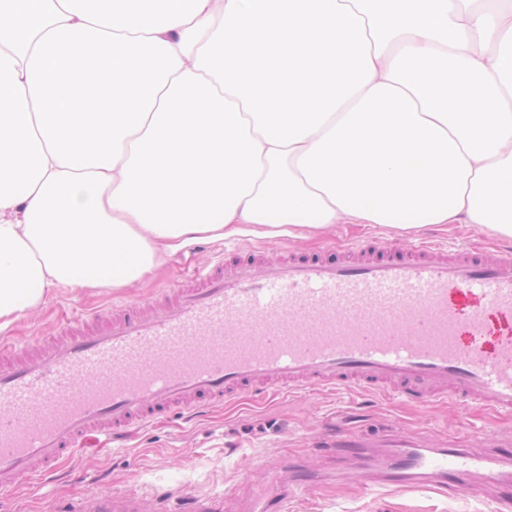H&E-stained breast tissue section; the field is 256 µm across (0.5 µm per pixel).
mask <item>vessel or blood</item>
Returning <instances> with one entry per match:
<instances>
[{
  "label": "vessel or blood",
  "instance_id": "b4317fda",
  "mask_svg": "<svg viewBox=\"0 0 512 512\" xmlns=\"http://www.w3.org/2000/svg\"><path fill=\"white\" fill-rule=\"evenodd\" d=\"M368 389L424 407L448 398L512 415V249L446 253L382 243L308 258L251 254L193 272L149 308L127 303L63 326L40 350L0 342V493L157 417L243 394ZM366 479L468 494L512 512V457L411 437L384 447L344 433ZM92 492L83 512H116ZM132 512L134 501L123 503Z\"/></svg>",
  "mask_w": 512,
  "mask_h": 512
}]
</instances>
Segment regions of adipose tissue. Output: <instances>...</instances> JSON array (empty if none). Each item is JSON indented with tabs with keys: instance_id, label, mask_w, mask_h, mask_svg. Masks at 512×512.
<instances>
[{
	"instance_id": "obj_1",
	"label": "adipose tissue",
	"mask_w": 512,
	"mask_h": 512,
	"mask_svg": "<svg viewBox=\"0 0 512 512\" xmlns=\"http://www.w3.org/2000/svg\"><path fill=\"white\" fill-rule=\"evenodd\" d=\"M0 0V326L201 240H512V0Z\"/></svg>"
}]
</instances>
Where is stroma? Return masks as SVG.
<instances>
[{
	"mask_svg": "<svg viewBox=\"0 0 512 512\" xmlns=\"http://www.w3.org/2000/svg\"><path fill=\"white\" fill-rule=\"evenodd\" d=\"M373 240L399 250L422 241L448 249L460 243L481 248L503 244L502 239L455 224L418 232L379 224H332L293 239L202 241L169 256L158 275L145 283L125 289H55L36 312L0 326V338L31 347L69 318L125 301L152 304L162 288L185 281L194 268L223 255L262 250L312 256ZM344 428L371 435L389 429L416 433L429 442L452 439L475 450L490 447L493 436L499 435L504 451L512 453V418L467 411L450 400L421 409L364 390L293 393L207 408L192 418L173 414L134 434L125 446L76 454L42 482L21 476L0 512H66L92 486L141 498L140 512H155L156 499L163 497L168 512H193L191 499H168L169 490L177 486L188 487L194 495L223 498L224 512H248L252 501L269 494L291 464L324 482L293 497L288 512H497L493 493L483 487L454 497L429 485L397 489L365 483L335 446Z\"/></svg>",
	"mask_w": 512,
	"mask_h": 512,
	"instance_id": "stroma-1",
	"label": "stroma"
}]
</instances>
